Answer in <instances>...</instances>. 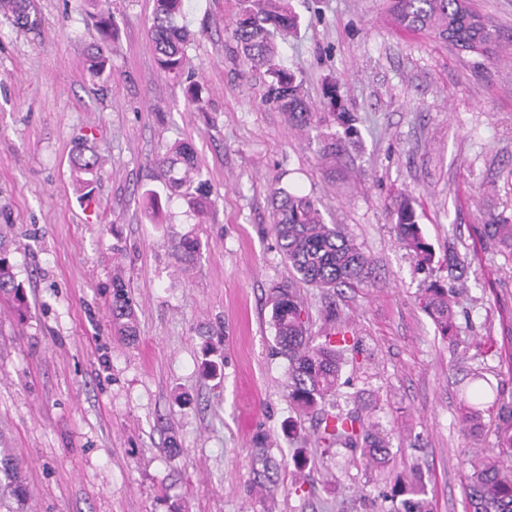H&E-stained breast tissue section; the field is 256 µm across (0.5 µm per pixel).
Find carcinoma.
Listing matches in <instances>:
<instances>
[{"instance_id":"1","label":"carcinoma","mask_w":512,"mask_h":512,"mask_svg":"<svg viewBox=\"0 0 512 512\" xmlns=\"http://www.w3.org/2000/svg\"><path fill=\"white\" fill-rule=\"evenodd\" d=\"M95 13L103 45L88 54V70L98 79L112 75L107 53L117 42L119 28L110 11L101 7V0H87ZM239 11L233 20L232 36L245 66L264 70L270 77L266 100L288 114L289 122L305 130L317 122L318 112L301 93L295 76L274 63L277 55L276 37H283L298 26V16L288 0H239ZM0 11L8 15L14 26L32 29L37 20L31 18L26 0H0ZM393 26L403 32L429 36L451 44L487 53V44L499 45L497 30L479 28L471 22L475 14L467 0H388ZM184 0H154L148 35L162 72L182 74L190 41L189 31L182 23ZM76 184L89 198L92 185L98 182V158L80 145L72 159ZM164 184L173 194L189 197V204L201 213L210 203L207 182L201 179L197 155L189 142L168 147L159 160ZM273 205L272 230L294 280L273 289L272 320L280 353L288 360V399L301 413L320 415L317 444L342 446L360 451L369 464H384L391 455L390 443L376 431L357 409L336 405V381L344 352H359V339L347 330L325 336L314 343L309 316L297 292L303 283L327 291L341 287L357 288L368 278L370 260L362 248L338 224H328L309 195L275 187L271 191ZM393 231L398 242L411 251L422 270H433L435 253L423 238L419 216L410 199L400 201L394 211ZM480 235L487 248L512 264V224H485ZM8 235L0 234V298L8 299L19 318L27 310L25 289L17 280ZM448 276L462 277L467 269L465 258L450 253ZM110 302L111 324L115 332L130 340L137 336V315L134 302L124 280L112 279ZM419 301L444 337L455 329V312L448 290L432 280L421 290ZM481 381L472 400L465 402L463 422L478 425L482 407L496 410V452L471 463L464 476V493L468 512H512V401H505L501 391L481 374ZM25 463L15 454L0 451V509L5 512H27L30 490L24 477ZM384 499L390 501L388 512H431L429 492L422 476L400 472L393 478Z\"/></svg>"}]
</instances>
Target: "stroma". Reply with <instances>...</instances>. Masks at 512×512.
Instances as JSON below:
<instances>
[{
  "label": "stroma",
  "instance_id": "stroma-1",
  "mask_svg": "<svg viewBox=\"0 0 512 512\" xmlns=\"http://www.w3.org/2000/svg\"><path fill=\"white\" fill-rule=\"evenodd\" d=\"M469 2L498 30L495 53L395 31L386 0H289L299 28L278 60L321 116L305 134L242 65L237 0H185L179 78L157 65L153 0H108L120 36L107 80L86 70L100 42L86 0H29L31 31L0 14V225L30 305L21 322L0 299V448L27 462L29 512H386L382 493L404 468L425 476L432 512H466L463 476L495 441L493 413L473 431L462 423L473 374L512 397V272L475 232L512 223V0ZM191 83L201 106L186 99ZM331 83L353 125L330 114ZM80 139L104 164L90 203L71 180ZM182 141L212 190L202 214L158 179V158ZM277 183L312 194L372 260L365 286L300 293L313 336L342 328L361 341L336 402L371 416L395 452L385 465L322 453L315 416L288 401L269 302L292 276L271 232ZM401 195L437 258L471 262L451 284L455 339L418 305L448 272L418 270L397 241ZM185 236L201 243L186 266L174 246ZM117 271L138 317L132 344L108 316Z\"/></svg>",
  "mask_w": 512,
  "mask_h": 512
}]
</instances>
